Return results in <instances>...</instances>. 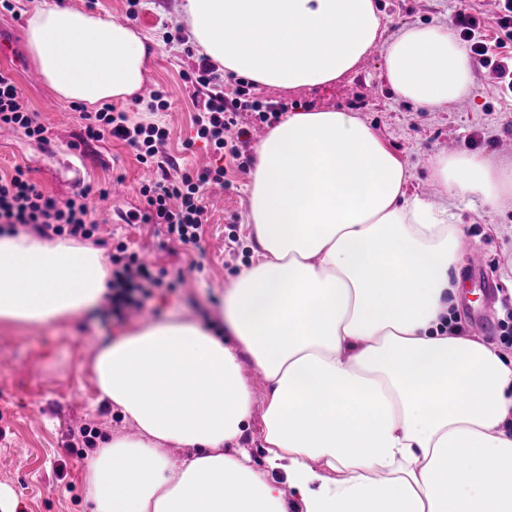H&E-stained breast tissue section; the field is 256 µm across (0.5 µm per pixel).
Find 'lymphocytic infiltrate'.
Segmentation results:
<instances>
[{"label":"lymphocytic infiltrate","instance_id":"1","mask_svg":"<svg viewBox=\"0 0 512 512\" xmlns=\"http://www.w3.org/2000/svg\"><path fill=\"white\" fill-rule=\"evenodd\" d=\"M456 35L464 41L481 68L494 79L502 95L512 96V55L500 56L490 51L483 34L484 20L480 11H457L451 18ZM192 87V103L196 109L193 125L197 139L214 153L235 162L245 170L242 148L252 134L253 124H267L286 112L285 104L254 97L248 83L237 82L232 93H224V76L208 57H199L192 70L181 75ZM85 139L100 141L114 138L133 149L138 163L160 170L158 179L142 184L145 211H131L125 216L130 224H161L167 235L185 246H198L205 212V190L210 183L222 182L226 167L205 168L190 173L178 170L162 148L169 138L166 126L133 119L129 113L104 106L83 113ZM24 131L27 136L43 139L45 128L37 123L24 104L12 73L0 69V127ZM90 190H83L65 201L46 195L31 182L23 167L0 174V224L22 226L44 238L63 235L92 237L99 223L92 217ZM112 261V311L123 315L126 309L138 308L157 288L174 289L181 285L182 275H169L166 269H153L130 253L125 243H117Z\"/></svg>","mask_w":512,"mask_h":512}]
</instances>
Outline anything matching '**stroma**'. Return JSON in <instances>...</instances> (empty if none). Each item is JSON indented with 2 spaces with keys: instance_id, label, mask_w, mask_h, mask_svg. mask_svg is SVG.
Segmentation results:
<instances>
[{
  "instance_id": "obj_1",
  "label": "stroma",
  "mask_w": 512,
  "mask_h": 512,
  "mask_svg": "<svg viewBox=\"0 0 512 512\" xmlns=\"http://www.w3.org/2000/svg\"><path fill=\"white\" fill-rule=\"evenodd\" d=\"M72 6L103 17L131 21L150 41L147 85L162 87L171 108L149 113L135 100L115 107L136 119L159 121L170 130L166 155L180 167L197 170L214 164L213 153L194 141L191 88L180 71L196 64L201 53L182 18L183 0H140L136 19H128L127 0H13V12L0 13V31L25 40L31 12L49 4ZM383 32L356 69L331 84L288 89L256 84L262 100L286 103L289 109H333L349 112L370 126L382 143L411 174L409 194L437 206H447L454 221L468 234L482 261L481 270L463 262L458 271L460 296L453 316L466 334L489 340L481 326L482 309L478 282L495 281L512 295V199L488 206L467 197H446L431 176V161L448 152L480 153L512 165V99L502 98L473 67V91L463 101L441 108H420L398 100L384 76L386 42L401 29L441 25L461 6H475L487 15V41L492 52L512 54V39L498 36L490 17L488 0H375ZM21 95L50 140L58 144L49 153L44 142L17 132L0 141V172L22 166L29 177L50 195L64 198L83 188L108 187L114 175H123L130 187L128 198L105 212L103 243L112 255L117 241L158 268L180 269L186 282L178 290L157 292L139 314L119 318L111 305H103L96 317L61 322L46 328L0 326V491L18 503L16 512H91L92 504L83 479L91 452L118 435L135 431L134 423L111 405L100 401L91 360L97 347L120 331L160 319L170 313L200 321L213 335L223 336L221 316L225 288L249 265L253 240L249 227L251 172H228L230 187H214L206 194V212L198 248L172 242L158 224H127V212L144 208L139 186L149 173L135 160L132 149L106 139L81 143L83 122L75 103L62 101L57 112L45 111L42 101L52 95L47 83L33 86L20 82ZM239 236L236 255H228L224 241L229 228ZM253 396L252 415L243 441L255 467L263 465L262 415L266 405L264 378L245 369ZM87 427L90 441L74 439L73 429Z\"/></svg>"
}]
</instances>
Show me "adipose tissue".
Wrapping results in <instances>:
<instances>
[{"instance_id":"1","label":"adipose tissue","mask_w":512,"mask_h":512,"mask_svg":"<svg viewBox=\"0 0 512 512\" xmlns=\"http://www.w3.org/2000/svg\"><path fill=\"white\" fill-rule=\"evenodd\" d=\"M183 15L225 71L288 89L337 80L381 32L374 0H185ZM26 44L47 84L88 106L135 95L151 55L131 25L58 5L29 14ZM384 75L420 107L473 89L443 25L390 39ZM257 154L229 340L165 318L95 351L100 398L136 433L89 459L93 512H287L290 497L300 512H512V358L448 329L463 253L447 208L408 195L406 166L348 112L289 113ZM432 175L450 195L512 197V166L478 153L439 155ZM111 279L98 247L0 233V325L93 313ZM246 361L266 382L260 469L240 445Z\"/></svg>"}]
</instances>
